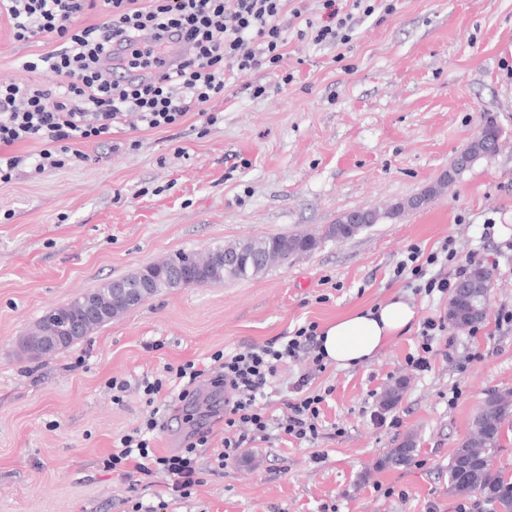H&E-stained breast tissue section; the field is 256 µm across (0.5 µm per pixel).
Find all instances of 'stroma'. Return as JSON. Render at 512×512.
I'll return each instance as SVG.
<instances>
[{"instance_id": "1", "label": "stroma", "mask_w": 512, "mask_h": 512, "mask_svg": "<svg viewBox=\"0 0 512 512\" xmlns=\"http://www.w3.org/2000/svg\"><path fill=\"white\" fill-rule=\"evenodd\" d=\"M43 44L0 26V78L39 80L22 57ZM264 85V97L250 87ZM216 124L188 113L167 130L120 129L85 145L84 159L0 184V512H133L155 502L164 475L132 485L102 464L137 427L138 384L169 364L259 344L306 323L325 325L390 295L418 318L445 315L448 296L415 293L394 269L410 246L452 241L493 273L484 319L448 327L431 367L407 364L418 329L368 365L327 363L321 434L298 443L270 426L225 465L224 392L202 382L166 399L155 446L169 455L206 434L202 483L170 512H486L479 496L448 492V461L485 395L512 392V0H396L358 16L341 47L289 37L277 73L232 79L213 103ZM502 147L451 186L438 181L486 123ZM422 208L344 241L328 225L352 210L386 211L422 193ZM310 234L320 247L254 279L159 293L50 357L19 342L47 310L159 259L249 237ZM129 380L115 404L109 378ZM403 390L386 409L381 400ZM414 460L379 468L405 437Z\"/></svg>"}]
</instances>
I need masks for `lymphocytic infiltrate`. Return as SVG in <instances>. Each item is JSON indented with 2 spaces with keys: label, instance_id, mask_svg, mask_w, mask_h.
Here are the masks:
<instances>
[{
  "label": "lymphocytic infiltrate",
  "instance_id": "1",
  "mask_svg": "<svg viewBox=\"0 0 512 512\" xmlns=\"http://www.w3.org/2000/svg\"><path fill=\"white\" fill-rule=\"evenodd\" d=\"M287 0H0V20L6 21L14 40L47 44L45 52L24 61L32 72L54 74L58 83L47 88L39 83L19 84L0 80V148L38 143L33 158L35 170L64 167L73 145L104 142L114 127L166 130L177 126L192 111L205 115L212 102L223 98L230 79L259 70H275L284 59L288 44L282 19L292 14L297 39L312 44L344 45L351 39L355 12L372 15L376 9L392 12L387 0L376 6L372 0H351L340 10L336 0H321L327 14L324 22L306 17L302 8H287ZM94 22H87V15ZM177 32L192 44L189 56L175 67L157 71L156 57L162 47L142 43L145 33ZM126 46L118 59L124 70H153L152 78L124 82L110 78L103 68L114 42ZM452 262V272L439 270V260ZM475 256L457 258L423 253L411 247L400 261L395 276L410 275L425 294H447L454 280L463 278ZM436 273H429V266ZM316 324L301 326L288 339H274L227 354L211 355L210 365L186 361L166 366L162 376L142 378L139 389L145 405L140 425L123 434L105 458L107 469L133 481L140 476L165 474L172 496L184 498L200 485L197 451L208 444L207 435L190 437L179 453L157 454L153 442L161 428L164 405L161 395L190 389L208 378L223 388L224 442L217 454L226 462L256 438L265 437L270 424L262 401L280 368L291 361L309 358L313 370L323 371ZM308 375L295 382L297 398L286 402L279 422L282 433L300 442L320 435L318 419L323 395L305 393Z\"/></svg>",
  "mask_w": 512,
  "mask_h": 512
}]
</instances>
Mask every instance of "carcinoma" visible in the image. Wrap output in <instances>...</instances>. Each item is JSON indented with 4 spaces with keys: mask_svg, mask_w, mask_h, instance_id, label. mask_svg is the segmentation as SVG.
I'll use <instances>...</instances> for the list:
<instances>
[{
    "mask_svg": "<svg viewBox=\"0 0 512 512\" xmlns=\"http://www.w3.org/2000/svg\"><path fill=\"white\" fill-rule=\"evenodd\" d=\"M499 143L498 128L492 123L487 124L463 151V160L454 161L444 173V180L454 183L478 158L497 151ZM358 214L364 216V222H347V218ZM379 219V214L368 210L347 212L329 225L324 238L335 241L352 238ZM322 239L308 234L251 237L204 253H177L146 266L152 277L151 288L133 300L114 297V282L109 281L65 305L47 310L23 336L21 349L34 358L45 357L47 351L41 348L39 336L53 325L82 321L83 335L86 336L164 290L255 278L275 264H286L295 256L316 250ZM227 256L238 257V262L234 265L224 263ZM491 280L492 272L488 268L480 264L471 266L467 279L458 284L449 303L448 321L451 325L466 328L483 318ZM91 300L102 303L103 307L96 319L87 322L84 307ZM511 419L512 397L496 391L488 393L483 405L473 415L470 432L448 462L449 490L459 496H480L491 506V512H512V478H505L502 472L493 468V459L500 449L502 426ZM414 451L413 439L406 437L380 460L378 467L404 465L412 460Z\"/></svg>",
    "mask_w": 512,
    "mask_h": 512,
    "instance_id": "1",
    "label": "carcinoma"
}]
</instances>
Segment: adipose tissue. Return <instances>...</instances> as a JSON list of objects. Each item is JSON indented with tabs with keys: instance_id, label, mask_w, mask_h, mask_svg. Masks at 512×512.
Masks as SVG:
<instances>
[{
	"instance_id": "adipose-tissue-1",
	"label": "adipose tissue",
	"mask_w": 512,
	"mask_h": 512,
	"mask_svg": "<svg viewBox=\"0 0 512 512\" xmlns=\"http://www.w3.org/2000/svg\"><path fill=\"white\" fill-rule=\"evenodd\" d=\"M416 318L415 308L403 297L393 295L326 324L319 336L321 349L326 361L337 366H363L392 340L408 332Z\"/></svg>"
}]
</instances>
